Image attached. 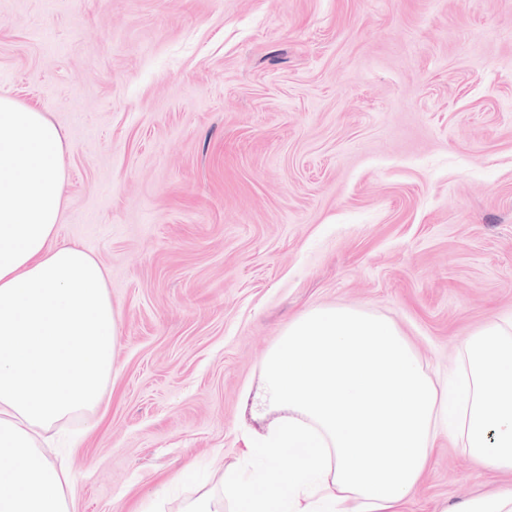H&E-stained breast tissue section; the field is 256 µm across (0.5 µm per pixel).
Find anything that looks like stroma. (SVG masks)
Returning <instances> with one entry per match:
<instances>
[{
	"instance_id": "1",
	"label": "stroma",
	"mask_w": 512,
	"mask_h": 512,
	"mask_svg": "<svg viewBox=\"0 0 512 512\" xmlns=\"http://www.w3.org/2000/svg\"><path fill=\"white\" fill-rule=\"evenodd\" d=\"M2 94L66 134L57 241L120 314L47 451L71 512L220 485L309 308L375 312L448 380L512 317V0H0ZM509 489L448 434L406 512Z\"/></svg>"
}]
</instances>
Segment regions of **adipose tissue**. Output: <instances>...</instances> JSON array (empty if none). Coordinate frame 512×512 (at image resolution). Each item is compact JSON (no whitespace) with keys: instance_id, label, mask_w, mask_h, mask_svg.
<instances>
[{"instance_id":"adipose-tissue-1","label":"adipose tissue","mask_w":512,"mask_h":512,"mask_svg":"<svg viewBox=\"0 0 512 512\" xmlns=\"http://www.w3.org/2000/svg\"><path fill=\"white\" fill-rule=\"evenodd\" d=\"M68 144L45 113L0 95V512H70L38 431L95 409L119 316L100 262L56 242ZM452 387L424 371L395 325L312 308L263 361L258 405L282 409L243 436V475L183 512H403L439 435L512 470V317L465 347ZM288 467H278L281 458Z\"/></svg>"}]
</instances>
